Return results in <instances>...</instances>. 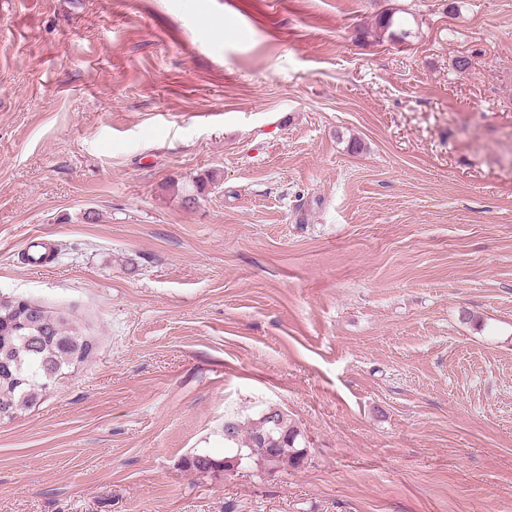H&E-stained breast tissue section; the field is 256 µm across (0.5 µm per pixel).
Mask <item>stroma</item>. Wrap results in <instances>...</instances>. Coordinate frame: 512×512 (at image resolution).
Returning <instances> with one entry per match:
<instances>
[{"label":"stroma","mask_w":512,"mask_h":512,"mask_svg":"<svg viewBox=\"0 0 512 512\" xmlns=\"http://www.w3.org/2000/svg\"><path fill=\"white\" fill-rule=\"evenodd\" d=\"M0 295L99 340L0 512H512V0H0ZM397 12H382L378 19L375 21L374 31L366 29L363 30V35H371L378 38L386 37L390 41L394 42H406L416 38V32L404 21L394 19ZM224 431L225 435L230 436L226 437L227 441L240 448L239 453L237 450L235 456L223 459H216L207 454H195L186 459V467L200 474L230 470L241 459L239 456H244L241 454L242 448L248 449L247 456L250 455L268 465L277 466L286 460L298 465L304 459V448L296 447L301 436L299 431L279 410L269 408L261 417L250 423L245 440L242 438L243 431L239 424H226Z\"/></svg>","instance_id":"35a3bbf8"}]
</instances>
